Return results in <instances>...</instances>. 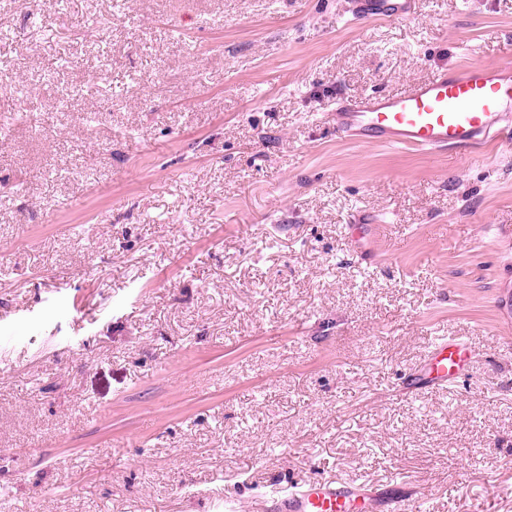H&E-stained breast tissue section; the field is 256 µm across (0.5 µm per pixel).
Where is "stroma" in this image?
<instances>
[{"mask_svg": "<svg viewBox=\"0 0 512 512\" xmlns=\"http://www.w3.org/2000/svg\"><path fill=\"white\" fill-rule=\"evenodd\" d=\"M1 30L0 512L313 480L512 512V151L329 124L512 56V0H0ZM438 336L468 370L419 387ZM415 0H354L353 12L361 19H407L414 14Z\"/></svg>", "mask_w": 512, "mask_h": 512, "instance_id": "1", "label": "stroma"}]
</instances>
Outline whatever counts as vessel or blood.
Here are the masks:
<instances>
[{
    "label": "vessel or blood",
    "mask_w": 512,
    "mask_h": 512,
    "mask_svg": "<svg viewBox=\"0 0 512 512\" xmlns=\"http://www.w3.org/2000/svg\"><path fill=\"white\" fill-rule=\"evenodd\" d=\"M415 0H353L362 19H407ZM337 136L356 145L423 152L450 151L472 158L487 147L512 149V59L491 65H459L411 82L397 94L342 100L332 114ZM465 346L438 337L431 346L426 379L442 385L465 371ZM398 482L377 490L364 483L314 481L303 489H273L271 512H408Z\"/></svg>",
    "instance_id": "vessel-or-blood-1"
}]
</instances>
